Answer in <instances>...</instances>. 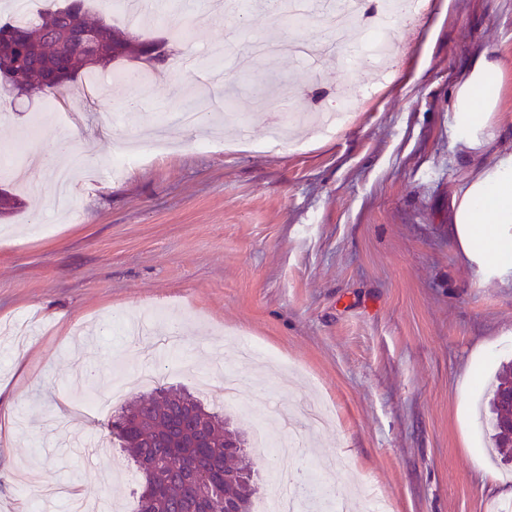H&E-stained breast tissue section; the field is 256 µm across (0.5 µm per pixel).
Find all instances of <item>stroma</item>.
<instances>
[{
    "instance_id": "1",
    "label": "stroma",
    "mask_w": 512,
    "mask_h": 512,
    "mask_svg": "<svg viewBox=\"0 0 512 512\" xmlns=\"http://www.w3.org/2000/svg\"><path fill=\"white\" fill-rule=\"evenodd\" d=\"M223 2L172 0L131 35L202 56L275 33L255 0L213 32L206 21ZM396 33L392 79L368 99L365 67L254 56L242 75L231 55L219 88L170 64L169 81L139 88L122 76L145 61L122 59L99 69L105 89L70 112L43 95L0 99L12 122L0 129V163L33 149L35 116L65 125L74 151L99 152L67 207L51 174L23 185L0 176L20 200L0 218V403L26 422L0 459L132 512L139 481L107 437L116 409L86 405L75 374L91 371L103 393L117 371L157 366L163 386L212 408L193 374L231 369L248 379L238 399L249 419L225 411L240 431L302 403L329 408L297 434L353 512L360 489L383 495L390 512H490L512 501V461L491 462L477 412L486 378L512 359V282L461 262L448 236L463 174L449 94L479 51L496 50L506 63L498 120L512 126V0H428ZM269 75L305 112L349 94L350 123L331 137L297 135L275 154L243 146L273 120L254 83ZM229 94L245 126L168 128V153L112 177L113 155L152 137L161 113L191 98L213 113ZM42 224L57 230L41 234ZM245 338L272 362L244 358ZM470 373L479 382L464 384ZM0 512H67V502L38 501L2 476Z\"/></svg>"
}]
</instances>
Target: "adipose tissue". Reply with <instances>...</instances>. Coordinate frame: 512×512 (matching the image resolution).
<instances>
[{
  "label": "adipose tissue",
  "mask_w": 512,
  "mask_h": 512,
  "mask_svg": "<svg viewBox=\"0 0 512 512\" xmlns=\"http://www.w3.org/2000/svg\"><path fill=\"white\" fill-rule=\"evenodd\" d=\"M505 63L482 50L448 102V127L466 165L448 214L462 260L501 282L512 280V126L497 118Z\"/></svg>",
  "instance_id": "obj_1"
}]
</instances>
